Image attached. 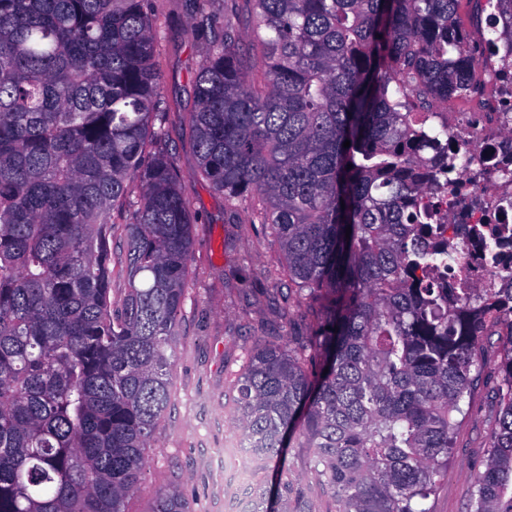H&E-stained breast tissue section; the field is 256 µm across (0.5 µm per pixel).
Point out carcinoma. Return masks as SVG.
<instances>
[{
	"mask_svg": "<svg viewBox=\"0 0 512 512\" xmlns=\"http://www.w3.org/2000/svg\"><path fill=\"white\" fill-rule=\"evenodd\" d=\"M195 77L197 175L278 241L328 325L254 346L233 381L241 448L310 449L336 512H428L482 339L503 337L497 413L471 512H512V288L448 301L413 210L440 167L413 99L471 85L459 0H243ZM149 0H0V512H125L169 405L194 214L169 152ZM350 141L345 148L343 143ZM126 215L124 288L112 283ZM351 234H346V228ZM151 512H184L176 486Z\"/></svg>",
	"mask_w": 512,
	"mask_h": 512,
	"instance_id": "cac0c4a2",
	"label": "carcinoma"
}]
</instances>
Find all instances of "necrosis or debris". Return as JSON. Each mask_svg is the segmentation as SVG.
<instances>
[{
    "instance_id": "necrosis-or-debris-1",
    "label": "necrosis or debris",
    "mask_w": 512,
    "mask_h": 512,
    "mask_svg": "<svg viewBox=\"0 0 512 512\" xmlns=\"http://www.w3.org/2000/svg\"><path fill=\"white\" fill-rule=\"evenodd\" d=\"M441 127L458 146L456 169L419 194L429 244L462 245L452 261L430 265L433 286L486 292L512 280V44L486 47L470 91L449 99ZM496 244L487 252L485 242Z\"/></svg>"
}]
</instances>
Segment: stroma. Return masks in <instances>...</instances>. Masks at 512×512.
<instances>
[{
    "instance_id": "35a3bbf8",
    "label": "stroma",
    "mask_w": 512,
    "mask_h": 512,
    "mask_svg": "<svg viewBox=\"0 0 512 512\" xmlns=\"http://www.w3.org/2000/svg\"><path fill=\"white\" fill-rule=\"evenodd\" d=\"M192 0H154L159 27L157 67L162 109L176 170L189 187L197 224L183 317L176 328L171 402L148 448L149 471L129 498L127 512H151L156 494L179 486L189 512H246L250 487L271 476L240 449L230 387L248 349L271 340L287 343L297 331L314 336L322 325L316 300L292 297L286 310L273 297L288 290L280 247L246 205L228 206L222 194L195 176L198 161L180 116L193 107V82L207 45L197 34ZM502 340H483L484 364L467 397L466 416L429 512H468L479 470L488 457L495 418L490 389L498 379ZM308 449L289 448L284 461L293 487L313 512H334L322 481L306 464Z\"/></svg>"
}]
</instances>
